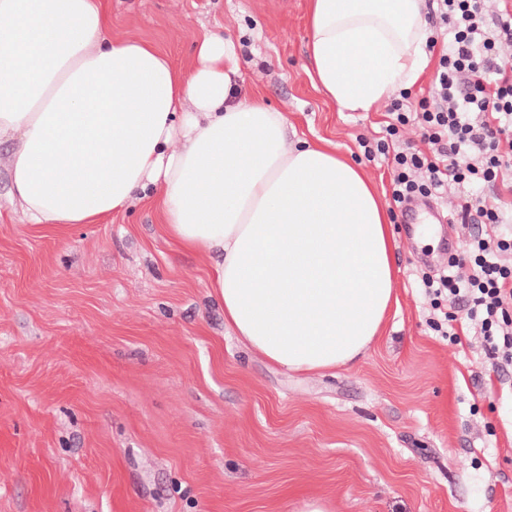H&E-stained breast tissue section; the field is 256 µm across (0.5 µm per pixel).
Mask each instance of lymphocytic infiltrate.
Segmentation results:
<instances>
[{
    "instance_id": "obj_1",
    "label": "lymphocytic infiltrate",
    "mask_w": 512,
    "mask_h": 512,
    "mask_svg": "<svg viewBox=\"0 0 512 512\" xmlns=\"http://www.w3.org/2000/svg\"><path fill=\"white\" fill-rule=\"evenodd\" d=\"M440 25L427 40L440 49L427 96L411 100L401 93L391 103L392 119L376 145L360 139L367 160L391 157V199L402 205L414 196L431 197L451 184L489 186L491 196L470 199L450 213L455 224H483L486 232L450 257L449 270L424 277L432 305L466 307L491 354L512 364V56L501 53L512 42V0H431ZM438 48V47H437ZM419 129L421 146L403 142L406 127Z\"/></svg>"
}]
</instances>
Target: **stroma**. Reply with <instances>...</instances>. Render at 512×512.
Wrapping results in <instances>:
<instances>
[{"instance_id": "stroma-1", "label": "stroma", "mask_w": 512, "mask_h": 512, "mask_svg": "<svg viewBox=\"0 0 512 512\" xmlns=\"http://www.w3.org/2000/svg\"><path fill=\"white\" fill-rule=\"evenodd\" d=\"M112 37L187 66L198 39L235 49L244 95L289 132L362 159L390 99L338 106L313 81L307 0H109ZM0 143V512H512V365L482 336L437 330L422 278L439 226L393 254L395 298L355 363L295 374L224 322L211 258L180 250L153 198L94 224H32Z\"/></svg>"}]
</instances>
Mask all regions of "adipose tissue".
<instances>
[{
  "mask_svg": "<svg viewBox=\"0 0 512 512\" xmlns=\"http://www.w3.org/2000/svg\"><path fill=\"white\" fill-rule=\"evenodd\" d=\"M424 0H308L316 82L369 111L427 67ZM105 0H0V140L33 224H91L154 192L166 233L212 255L224 321L272 364L364 355L393 300L390 218L326 140L287 145L281 113L240 100L233 47L203 35L185 69L112 39Z\"/></svg>",
  "mask_w": 512,
  "mask_h": 512,
  "instance_id": "ef3b65f1",
  "label": "adipose tissue"
}]
</instances>
